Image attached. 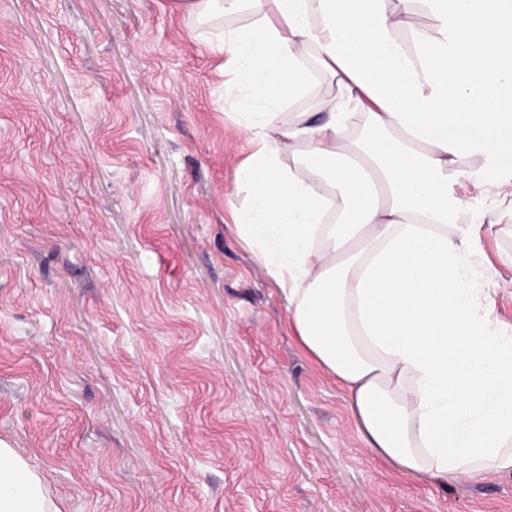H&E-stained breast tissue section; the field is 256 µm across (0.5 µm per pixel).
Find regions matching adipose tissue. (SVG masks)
Wrapping results in <instances>:
<instances>
[{
    "mask_svg": "<svg viewBox=\"0 0 512 512\" xmlns=\"http://www.w3.org/2000/svg\"><path fill=\"white\" fill-rule=\"evenodd\" d=\"M220 29L226 92L254 151L238 226L302 348L404 473H512V328L493 318L481 232L454 184L512 168V0H182ZM432 25L408 28L410 13ZM314 123L287 104L315 76ZM0 512H60L0 444Z\"/></svg>",
    "mask_w": 512,
    "mask_h": 512,
    "instance_id": "1",
    "label": "adipose tissue"
}]
</instances>
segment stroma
I'll return each instance as SVG.
<instances>
[{"label": "stroma", "instance_id": "1", "mask_svg": "<svg viewBox=\"0 0 512 512\" xmlns=\"http://www.w3.org/2000/svg\"><path fill=\"white\" fill-rule=\"evenodd\" d=\"M178 0H0V441L62 512H512L403 475L240 238L250 153ZM454 187L512 326V200Z\"/></svg>", "mask_w": 512, "mask_h": 512}]
</instances>
